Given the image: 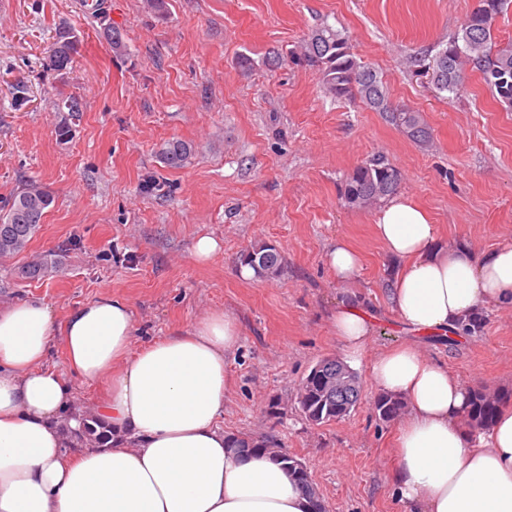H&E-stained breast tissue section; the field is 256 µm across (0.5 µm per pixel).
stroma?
<instances>
[{
    "label": "stroma",
    "instance_id": "35a3bbf8",
    "mask_svg": "<svg viewBox=\"0 0 512 512\" xmlns=\"http://www.w3.org/2000/svg\"><path fill=\"white\" fill-rule=\"evenodd\" d=\"M0 0V207L25 185L52 203L27 254L0 262V307L39 300L57 318L109 294L125 298L145 343L190 329L211 310L231 313L236 351L225 360V432L266 437L303 462L329 512H406L392 475L397 422L374 412L369 365L409 343L471 388L512 394V308L487 307L460 338L405 329L387 300L392 261L374 234L376 208L348 206L347 176L373 154L402 173L400 193L441 235L482 252L512 242V108L477 70L446 95L407 61L445 46L479 0ZM81 33L67 74L44 67L59 20ZM329 24L380 75L392 104L419 111L433 145L421 147L363 103L328 95L297 51ZM121 35L115 55L105 27ZM76 98L79 113L56 111ZM71 134L60 138L58 126ZM172 138L193 143L184 167L160 160ZM215 238L207 262L197 238ZM361 255L354 282L373 333L359 402L313 425L300 382L322 358H344L332 320L344 297L325 264L336 238ZM63 271L21 280L28 255L57 251ZM267 244L285 259L274 280L243 279L240 256ZM281 412L271 415L272 404Z\"/></svg>",
    "mask_w": 512,
    "mask_h": 512
}]
</instances>
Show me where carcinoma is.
<instances>
[{
  "label": "carcinoma",
  "instance_id": "1",
  "mask_svg": "<svg viewBox=\"0 0 512 512\" xmlns=\"http://www.w3.org/2000/svg\"><path fill=\"white\" fill-rule=\"evenodd\" d=\"M512 0H480L479 6L467 17L460 29L448 39L445 47L429 56L412 60V72L428 80L435 89L452 94L464 88L466 67L476 68L487 87L502 102L512 105V41L497 40L494 29L497 18ZM81 44L77 30L65 21L53 28L47 68L61 75L67 73ZM300 57L319 68L326 92L336 99L359 100L369 108L385 114L389 123L401 129L419 144L431 141L430 129L419 112L408 107L391 105L386 89L375 70L360 61L351 51L347 38L325 24L315 31L301 47ZM193 155L192 143L169 139L159 150L161 161L171 168H180ZM400 170L381 155H373L347 176L344 199L348 206L368 208L395 195L400 188ZM50 196L35 184L16 192L7 209L0 215V261L26 251L29 242L42 224ZM256 277L273 279L284 268L283 256L272 246L256 245L242 255ZM61 272L56 254L38 255L17 267L15 275L21 280L53 277ZM361 396L357 381L343 392L326 395L316 388L299 401L301 412H317L319 422L328 423L344 418ZM512 397L499 394L491 401L482 389L470 393L468 422L475 430L488 426L499 407ZM405 403L402 398L381 395L375 402L379 420L390 422L398 418ZM110 441V434L98 424L74 435V447H101Z\"/></svg>",
  "mask_w": 512,
  "mask_h": 512
}]
</instances>
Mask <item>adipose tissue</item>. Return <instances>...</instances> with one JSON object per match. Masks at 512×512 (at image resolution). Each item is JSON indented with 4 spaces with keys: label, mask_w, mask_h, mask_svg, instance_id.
<instances>
[{
    "label": "adipose tissue",
    "mask_w": 512,
    "mask_h": 512,
    "mask_svg": "<svg viewBox=\"0 0 512 512\" xmlns=\"http://www.w3.org/2000/svg\"><path fill=\"white\" fill-rule=\"evenodd\" d=\"M374 231L397 264L388 299L405 327L444 334L483 308L512 306V244L479 253L447 241L404 195L379 209ZM325 263L349 289L333 326L357 364L372 334L351 290L361 257L339 240ZM135 332L130 304L115 296L61 321L36 300L0 310V512H308L287 470L269 455L239 453L219 424L235 318L214 310L188 332L141 347ZM57 341L65 374L46 364ZM370 375L407 406L392 482L409 512H512L511 404L471 430L466 383L411 344L376 356ZM74 377L107 383L96 413L111 445L68 449Z\"/></svg>",
    "instance_id": "adipose-tissue-1"
}]
</instances>
